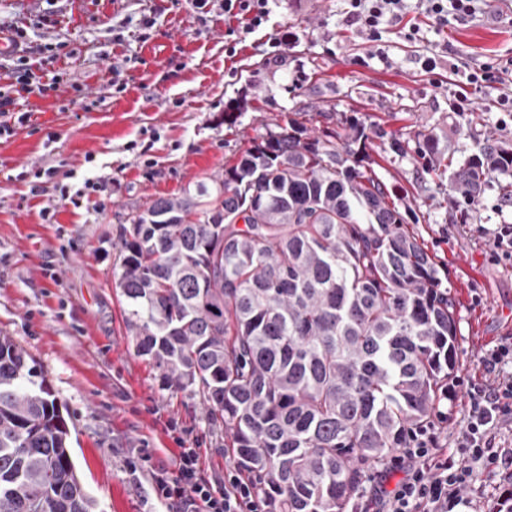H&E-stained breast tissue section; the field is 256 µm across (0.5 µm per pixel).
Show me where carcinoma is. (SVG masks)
Segmentation results:
<instances>
[{
	"instance_id": "obj_1",
	"label": "carcinoma",
	"mask_w": 512,
	"mask_h": 512,
	"mask_svg": "<svg viewBox=\"0 0 512 512\" xmlns=\"http://www.w3.org/2000/svg\"><path fill=\"white\" fill-rule=\"evenodd\" d=\"M369 135L294 119L252 141L208 193L159 197L123 229L115 280L137 354L193 389L277 512H344L369 467L448 398L455 306L403 224ZM426 167L435 136L418 134ZM512 149L486 141L453 175L475 200ZM0 512H100L42 372L0 333Z\"/></svg>"
}]
</instances>
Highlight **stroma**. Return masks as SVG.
<instances>
[{"instance_id": "1", "label": "stroma", "mask_w": 512, "mask_h": 512, "mask_svg": "<svg viewBox=\"0 0 512 512\" xmlns=\"http://www.w3.org/2000/svg\"><path fill=\"white\" fill-rule=\"evenodd\" d=\"M488 4L477 20L423 26L414 44L387 26L377 47L348 23L345 0H271L265 29L239 44L224 36L221 7L203 17L190 0H59L57 25L37 27L36 42H64L74 54L52 66L67 86L28 95L30 126L0 141V332L45 375L77 473L102 512H181L156 499L153 476L176 474L182 449H196L201 475L218 488L237 465L198 397L166 386L136 355L115 274L131 214L201 185L217 194V176L273 122L341 134L355 120L386 131L369 145L375 171L456 300L457 377L481 379L480 350L512 336V263L496 260L492 246L497 227L512 225L499 189L512 175L494 173L479 203L465 204L449 188L451 169L428 171L415 135L436 133L454 166L488 140L512 147L496 109L502 84L476 90L473 111L453 109L468 71L512 58V0ZM145 13L156 20L146 30ZM283 31L289 43L272 48L269 37ZM425 55L435 57L434 73L422 71ZM114 65L124 90L112 87ZM79 86L96 99L92 110L77 102ZM394 140L403 151L391 150ZM26 165L59 173L34 196L17 178ZM95 175L111 176L106 191L78 207L61 200L58 184L78 188ZM45 207L54 223L43 221ZM464 383L440 408L436 447L454 448L467 420ZM511 493V476L481 468L466 491L478 512H500Z\"/></svg>"}]
</instances>
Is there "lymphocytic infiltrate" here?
Masks as SVG:
<instances>
[{"mask_svg":"<svg viewBox=\"0 0 512 512\" xmlns=\"http://www.w3.org/2000/svg\"><path fill=\"white\" fill-rule=\"evenodd\" d=\"M347 6L348 18L367 42H380L388 25L401 26L407 41L421 38L420 25L405 18L406 0H347ZM223 9L229 23L226 33L236 37L264 28L270 15L269 0H224ZM7 35L14 49L6 55L10 81L0 85V138L15 135L29 122V114L18 109L25 95L59 91L63 82L59 73L48 80L41 77L45 66L61 56L63 44H29L24 25L9 26ZM511 69L510 59L470 71L455 95L456 111H471V90L499 82L501 73ZM479 362L484 376L467 388V422L454 453L435 447L428 430L414 432L388 466L370 478L378 512H455L468 504L462 492L476 469L512 471V449H495L491 433L500 424L512 423V375L503 373L505 366L512 365V340L482 348ZM155 492L158 497L179 500L187 512H267L254 481L239 470L225 472L220 491L203 480L192 448L183 450L176 476L156 477Z\"/></svg>","mask_w":512,"mask_h":512,"instance_id":"obj_1","label":"lymphocytic infiltrate"}]
</instances>
